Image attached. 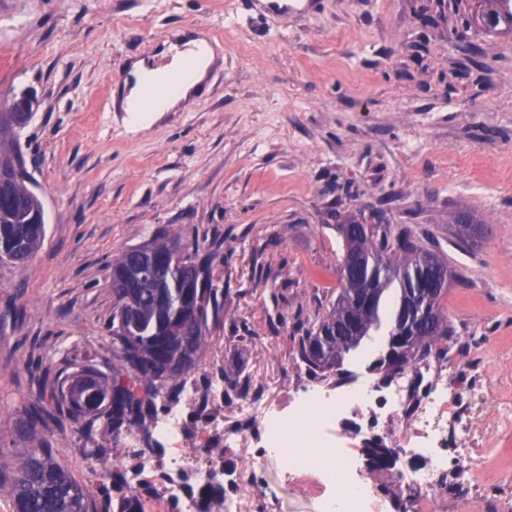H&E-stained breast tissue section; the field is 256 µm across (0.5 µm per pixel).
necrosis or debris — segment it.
<instances>
[{"label": "necrosis or debris", "mask_w": 512, "mask_h": 512, "mask_svg": "<svg viewBox=\"0 0 512 512\" xmlns=\"http://www.w3.org/2000/svg\"><path fill=\"white\" fill-rule=\"evenodd\" d=\"M294 380L283 404L268 402L261 386L243 391L232 405L235 421H225L224 384L200 395L197 377L188 378L179 402L160 413L151 439L132 430L123 437L130 450L131 487L142 494L144 512L161 502L165 512H197L196 485L225 484L223 512H276L279 497L257 480L253 469L225 471L220 447L232 446L265 462H278L286 479L312 472L322 495L320 512H437L454 497L479 512H512V494L485 497L481 472L496 435L512 430V403L484 385L463 378L458 365L437 355L385 381L350 374L339 384L303 379L289 360ZM203 406L210 415L188 432L185 412ZM363 448H385L388 471L367 474ZM415 456L427 469L406 470ZM397 488L401 502L377 495L376 485ZM161 486L160 499L144 496Z\"/></svg>", "instance_id": "obj_1"}]
</instances>
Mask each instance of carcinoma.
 <instances>
[{"mask_svg":"<svg viewBox=\"0 0 512 512\" xmlns=\"http://www.w3.org/2000/svg\"><path fill=\"white\" fill-rule=\"evenodd\" d=\"M466 23L487 33L512 32V0H480L467 12ZM7 112H23L32 118L33 101L22 95L12 98ZM370 232L357 238L343 235L342 254L362 251L373 264L377 281L372 305H357L349 289H336L328 313L314 320L296 315L298 354L314 374L342 373L346 356L361 350L363 342L379 330L382 318L389 316V331L396 330L400 310L409 300L413 281L425 264L435 265L448 282L463 277L448 262L434 234L395 224L384 208L373 210ZM46 236V213L39 186L24 166L17 139L0 145V260L22 266L31 252L15 246L27 241L39 249ZM181 244L179 252H169V244ZM161 259L157 272L166 284V301L146 282L133 285L129 299L114 297L112 306V366L102 369L96 359L84 357L74 371L63 368L56 375L45 369L36 375L39 393L31 414L43 425L63 423L67 417L77 424V433L86 449L89 467L96 477L95 491L77 482L56 458L57 449L44 437L22 431L27 447L0 465V499L11 512H142L140 499L124 494L129 481L125 469L116 465L113 453L118 438L136 428L149 436L155 419L164 406L158 400L176 399L181 380L195 371L200 351L210 333L209 318H218L224 308L219 297L224 290L214 283L211 271L213 252L194 241L182 242L178 235H165L150 242ZM398 284L399 295L387 307L385 293ZM436 295L427 318L403 329L399 346L400 364L387 352L373 361L370 369L384 375L394 373L435 351L442 359L448 355V339L453 328L448 324L441 299ZM90 371L98 377L106 395L87 409L66 398L64 386L80 373Z\"/></svg>","mask_w":512,"mask_h":512,"instance_id":"cac0c4a2","label":"carcinoma"}]
</instances>
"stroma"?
<instances>
[{"label": "stroma", "instance_id": "1", "mask_svg": "<svg viewBox=\"0 0 512 512\" xmlns=\"http://www.w3.org/2000/svg\"><path fill=\"white\" fill-rule=\"evenodd\" d=\"M430 9L433 27L419 14ZM455 0H318L278 16L243 0H0V103L34 96L21 149L47 216L28 263H0V447H21L35 364L112 358L108 265L165 227L220 238L213 259L224 311L203 359L288 389L293 315L325 313L339 286L336 226L384 205L397 224L431 229L466 277L443 306L473 369L512 400V36L466 28ZM205 34L224 56L210 96L127 131L114 83L159 52L169 28ZM479 44L483 68L465 47ZM483 227L456 248L459 218ZM277 273L264 280L253 257ZM66 422L50 441L59 463L93 486ZM280 512H316L280 466L256 469Z\"/></svg>", "mask_w": 512, "mask_h": 512}]
</instances>
